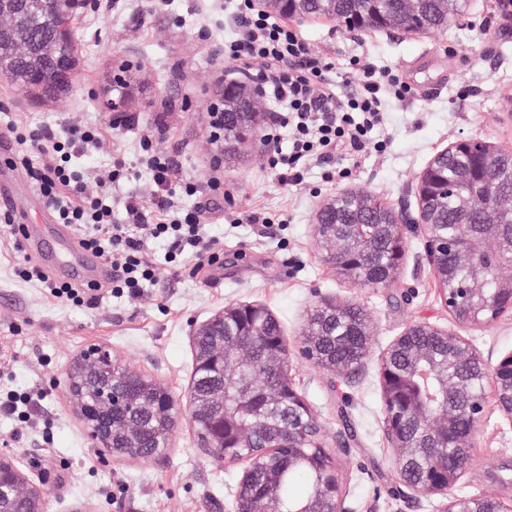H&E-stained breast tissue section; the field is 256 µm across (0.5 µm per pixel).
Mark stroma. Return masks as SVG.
I'll list each match as a JSON object with an SVG mask.
<instances>
[{
  "label": "stroma",
  "instance_id": "obj_1",
  "mask_svg": "<svg viewBox=\"0 0 512 512\" xmlns=\"http://www.w3.org/2000/svg\"><path fill=\"white\" fill-rule=\"evenodd\" d=\"M237 0H99L96 12L74 17L76 66L52 97L33 99L0 77V163L16 144L8 125L65 132L74 123L101 126L100 147L77 154L86 191L100 181L115 153L134 157L141 135L160 133L178 177L195 181L198 210L219 241L223 260L199 265L187 255L173 267L155 246L154 279L133 301L101 293L93 307L66 305L15 273L18 256L0 228V393L44 391L29 427L0 415V454L15 458L45 491L47 512H235L240 463L204 454L191 422L176 423L166 448L142 460L103 447L75 414L66 386L72 364L93 346L112 349L124 368L148 376L186 403L195 352L191 334L233 303L264 306L280 321L291 357L289 378L312 406L319 435L344 481L347 512H439L400 483L383 424L379 365L407 327L426 322L469 337L482 355L512 349V313L482 330L457 324L443 306L423 249L424 230L409 235L398 283L371 288L324 261L317 215L343 192L366 191L395 213L417 218V184L432 157L457 139L477 138L512 151V0H470L461 23L444 31L406 34L348 32L330 17L297 26L313 52L345 68L356 48L413 89L386 101L380 136L384 153L326 180L312 165L298 186L283 184L267 164V127L255 143L225 156L215 127L216 86L239 65L216 59L233 27ZM124 72L134 87L132 126L114 128L98 98ZM257 209L269 225L247 223ZM356 305L371 332L355 371L340 374L301 360V334L315 306ZM512 449V423L489 412L472 450L473 464L457 489L479 496L512 480L500 471Z\"/></svg>",
  "mask_w": 512,
  "mask_h": 512
}]
</instances>
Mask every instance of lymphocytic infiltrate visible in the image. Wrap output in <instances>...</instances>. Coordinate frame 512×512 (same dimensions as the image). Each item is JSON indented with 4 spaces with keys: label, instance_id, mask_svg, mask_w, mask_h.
I'll return each instance as SVG.
<instances>
[{
    "label": "lymphocytic infiltrate",
    "instance_id": "f902f5d3",
    "mask_svg": "<svg viewBox=\"0 0 512 512\" xmlns=\"http://www.w3.org/2000/svg\"><path fill=\"white\" fill-rule=\"evenodd\" d=\"M240 2L224 54L236 61L263 64L260 80L276 108L274 126L292 135L288 151L276 150L267 157L279 179L287 185L302 184L305 169L313 162L332 178L341 155L360 159L385 152V141L375 139L373 133L383 124L386 99H406L412 94L411 86L391 70H376L368 58L357 55L351 63L359 83L341 91L334 83L333 62L311 52L297 28L271 20L253 7L252 0ZM13 134L18 150L10 166L26 170L57 223L83 228L79 244L111 268L107 286L112 291L131 299L139 296L143 284L153 277L152 246L159 241L166 242L169 261L185 254L210 264L219 261L221 251L198 213L184 210L179 203L181 196L196 195V184L172 182L174 163L154 137L140 138L138 143L139 159L152 172L154 207L145 209L134 196L124 198L126 221L116 224L111 192L86 196L83 174L70 165L72 154L102 140L100 128L76 123L63 138L49 128H17ZM16 274L64 303L88 300L90 292L99 288L95 282L55 279L28 263L18 265Z\"/></svg>",
    "mask_w": 512,
    "mask_h": 512
}]
</instances>
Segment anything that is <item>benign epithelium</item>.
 <instances>
[{"instance_id":"1","label":"benign epithelium","mask_w":512,"mask_h":512,"mask_svg":"<svg viewBox=\"0 0 512 512\" xmlns=\"http://www.w3.org/2000/svg\"><path fill=\"white\" fill-rule=\"evenodd\" d=\"M96 0H54L72 15L92 8ZM299 0H255V6L263 12L285 17H302ZM36 55L45 57L48 67L34 66L21 86L37 97L49 96V90L68 86L71 72L76 65L74 41L69 27L54 29L51 36L38 45ZM131 86L123 75L112 77V93L99 102L102 112L112 114V123L122 125L130 117L129 100ZM223 108L221 113H240V138L246 142L253 137L259 120L274 118V113L263 106L265 94L257 84L251 88L239 84L223 85L220 90ZM500 225L484 224L473 246L485 251L496 250L499 244ZM371 250L366 240L345 237L336 244V251L344 254H365ZM448 252L457 266L468 264L469 249L459 247L450 238L439 241L432 233H426L425 254L440 286L442 302L451 316L463 306L471 307L465 325L473 328L487 326L503 314L512 312V281L498 280L496 292L486 296V274L472 271L466 277L448 284V267L441 264L437 253ZM413 329L426 336L437 337L447 348L445 362L434 360L428 350L414 341L409 331L402 332L386 348L379 369L380 391L383 403V423L387 438L394 450L397 473H402L404 461L416 454L429 453L434 463L416 482H403L408 494L417 499H436L441 512H512V490H494L478 497H461L455 493L470 468L471 451L480 434L489 409L512 423V351L494 357H483L471 340L451 330L426 323L413 325ZM404 352L410 365L406 371L395 373L391 369L393 356ZM240 347L233 342L218 344L207 351L196 353V366L215 367L224 370V385L247 393L251 381L239 374L230 357L238 356ZM483 364L485 383L478 392L472 391L466 379L459 375V368L469 361ZM76 371L68 375V384L74 396L77 415L95 435L110 430L112 411L132 402L128 395L100 390L88 400L77 386ZM468 398L465 412L467 425L459 426L460 414L448 405V397ZM253 446L252 431L235 424L232 443L219 439L213 448L224 449V461L243 459L240 448ZM267 493L256 501L251 512H284L278 496L279 476L276 471L267 472ZM325 492L317 494L289 512H346L343 507V482L338 465H333L326 478L319 479ZM21 490L28 508L24 512H44V493L21 465L14 459L0 455V505L8 491Z\"/></svg>"}]
</instances>
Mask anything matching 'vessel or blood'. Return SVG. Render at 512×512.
<instances>
[{"label": "vessel or blood", "instance_id": "1", "mask_svg": "<svg viewBox=\"0 0 512 512\" xmlns=\"http://www.w3.org/2000/svg\"><path fill=\"white\" fill-rule=\"evenodd\" d=\"M17 217L23 223L25 238L29 245L43 248L45 242H55L59 247L56 265L60 273L72 282L98 281L106 278L107 272L100 262L84 252L77 244L71 230L58 224L37 227L30 224L25 212H18Z\"/></svg>", "mask_w": 512, "mask_h": 512}]
</instances>
